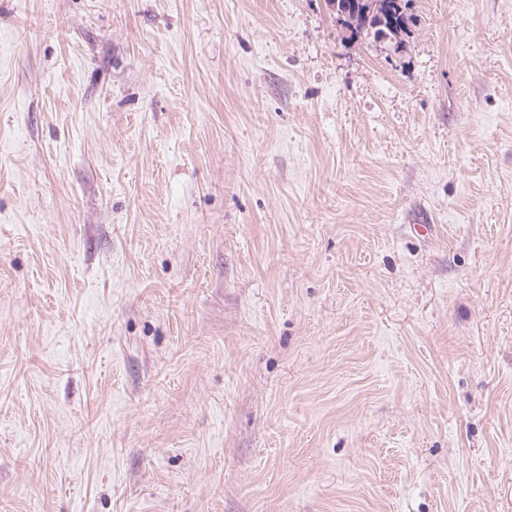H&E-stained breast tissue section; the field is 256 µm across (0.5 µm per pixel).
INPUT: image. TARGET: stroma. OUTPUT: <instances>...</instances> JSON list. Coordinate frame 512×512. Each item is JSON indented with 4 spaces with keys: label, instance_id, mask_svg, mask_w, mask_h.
<instances>
[{
    "label": "stroma",
    "instance_id": "1",
    "mask_svg": "<svg viewBox=\"0 0 512 512\" xmlns=\"http://www.w3.org/2000/svg\"><path fill=\"white\" fill-rule=\"evenodd\" d=\"M411 12L0 0V512H512V0ZM339 4L342 2H349L352 4L357 5L356 14L352 13L350 15V18L352 19L351 25L353 28L351 29V34L349 38L351 40H365V39H373L374 41L380 39V35L383 31H386L389 34H392L391 31H401L402 33V40L401 42L405 44L407 40L405 39V36H407L409 33H407V29H405L399 22V19L404 16V9H406V6L409 1L411 0H338ZM405 2V3H403ZM363 3V4H362ZM381 3V7L379 9V13L374 16H366L365 12L369 9V4H378ZM389 3L391 7H394L397 12L400 11V9H403V12L400 15H397L396 20V26L394 25L393 20L386 14L384 11L385 4ZM394 3H399L401 7H397L394 5ZM357 17L356 20L354 18Z\"/></svg>",
    "mask_w": 512,
    "mask_h": 512
}]
</instances>
